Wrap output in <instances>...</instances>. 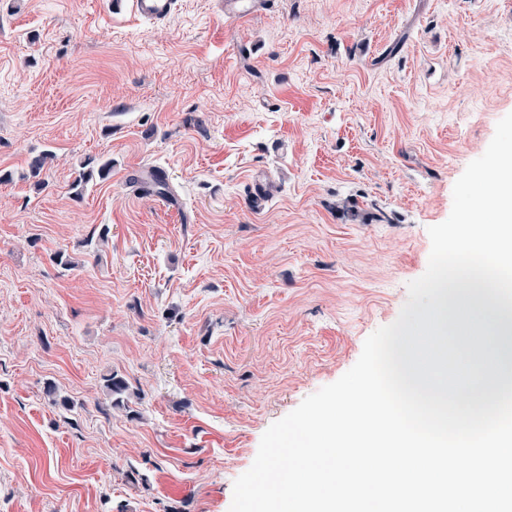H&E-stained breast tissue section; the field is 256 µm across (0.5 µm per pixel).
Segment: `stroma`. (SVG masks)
<instances>
[{
  "instance_id": "35a3bbf8",
  "label": "stroma",
  "mask_w": 512,
  "mask_h": 512,
  "mask_svg": "<svg viewBox=\"0 0 512 512\" xmlns=\"http://www.w3.org/2000/svg\"><path fill=\"white\" fill-rule=\"evenodd\" d=\"M510 113L512 0H0V512H229L265 430L397 319ZM153 169L170 196L131 188ZM178 2V0H134L133 9L139 18L161 23L174 14ZM221 11L224 13V19L237 20L258 8H263L264 4L273 3L272 0H224L221 1ZM112 171V161H95L94 159L88 158L87 160L80 163V170L78 176L74 179L71 184L70 190H72L73 196L80 198L83 195L87 185L93 181L94 177L98 179H106Z\"/></svg>"
}]
</instances>
